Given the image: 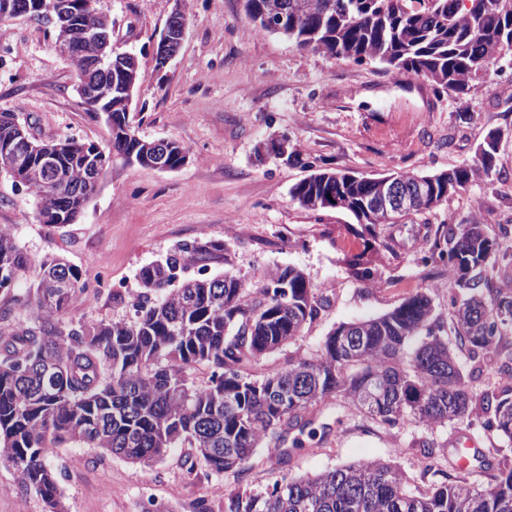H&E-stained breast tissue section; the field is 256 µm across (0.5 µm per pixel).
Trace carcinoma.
I'll return each mask as SVG.
<instances>
[{"instance_id":"1","label":"carcinoma","mask_w":512,"mask_h":512,"mask_svg":"<svg viewBox=\"0 0 512 512\" xmlns=\"http://www.w3.org/2000/svg\"><path fill=\"white\" fill-rule=\"evenodd\" d=\"M459 2L246 0V10L261 31L268 30L265 14H284L282 34L301 49L377 61L463 93L504 56L512 58V0H472L471 9ZM118 73L140 78L132 59L114 58L112 71L88 74L83 94ZM129 123L123 99L112 93L106 124ZM94 149L70 139L38 140L14 114L0 112V164L26 168L38 215L50 226L83 214L93 195L85 174ZM156 150L154 141L135 135L112 140V153L126 160L151 158ZM497 152L482 143L473 163L440 173L400 218L489 175ZM43 153L54 157L60 174L57 191L46 199ZM379 189L375 177L322 171L296 184L292 198L320 210L332 195L372 235L382 216L367 214L365 205ZM434 246L448 256L463 293L453 315L457 344L474 357L495 358L498 372L512 376V344L502 342L499 331L512 325V299H501L490 315L473 275L491 262L495 243L477 224H449ZM223 250V243L207 238L181 245L140 270L141 300L131 318L75 322L67 318L70 307L88 299L80 271L62 258L35 262L13 227L0 225V291L36 271L28 325L0 330V463L16 470L48 512H66L57 474L47 465L63 442L143 464L183 447L189 473L201 462L216 475L240 474L258 448L276 464L288 463L298 445L289 435L316 434L313 415L328 400H342L358 416L388 426L439 427L480 407L492 412L488 427L512 441V383L480 397L469 390L448 340L434 332V308L423 292L381 316L340 325L314 357L290 355L285 366L252 377L251 363L292 343L328 300L291 267L250 289L230 272L178 280L188 265ZM196 364L210 370L202 384L186 375ZM502 452L482 454L480 469L494 472L484 488L448 476L414 494L397 467L373 460L310 479L285 474L263 492L228 497L224 512H512V468L498 459Z\"/></svg>"}]
</instances>
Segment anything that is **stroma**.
Here are the masks:
<instances>
[{"instance_id": "stroma-1", "label": "stroma", "mask_w": 512, "mask_h": 512, "mask_svg": "<svg viewBox=\"0 0 512 512\" xmlns=\"http://www.w3.org/2000/svg\"><path fill=\"white\" fill-rule=\"evenodd\" d=\"M97 8L112 18L116 51L139 60L136 134L179 143L187 160L173 171L113 161L81 217L62 227L41 223L33 197L0 178V225L13 226L33 259L64 258L88 285L103 274L112 280L113 290L93 304L75 302L70 318L131 317L140 269L205 237L224 245L203 269L207 275L226 271L251 288L267 272L290 266L328 300L295 341L259 359L255 373L281 368L291 355H315L337 326L387 313L419 291L448 328L462 294L433 243L449 224L481 225L496 244L495 260L480 273L487 305L512 297V63H498L485 81L455 94L379 62L337 59L259 31L244 0H185V39L162 67L153 45L175 0H97ZM75 82L51 31L21 17L0 23V112L13 113L40 140L107 145L108 126L87 109ZM492 131L501 141L490 175L413 220L379 225L373 236L348 212L307 210L291 197L293 186L317 170L376 177L461 167ZM356 255L366 274L350 267ZM321 420L330 426L327 441L303 437L284 467L258 449L240 475L218 477L202 465L187 473L182 448L143 465L66 443L48 463L68 512H136L147 485L173 512H196L201 504L224 512L225 493L261 491L284 474L306 478L368 460L394 463L418 494L435 472L448 471L445 450L458 437L472 436L485 449L504 445L480 410L442 427L363 428L343 403ZM424 441L441 447L434 462L418 450ZM22 504L27 512L46 510L15 469L0 463V512Z\"/></svg>"}]
</instances>
